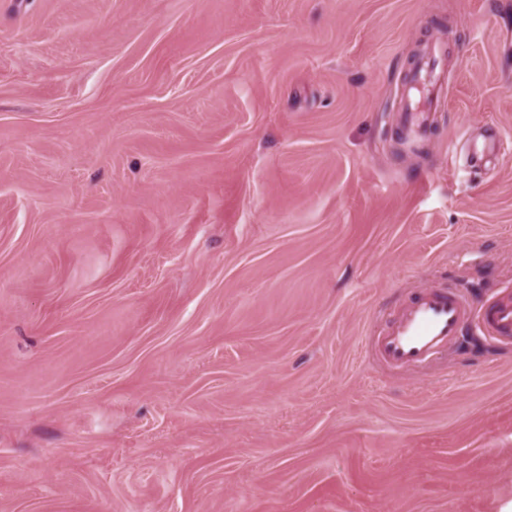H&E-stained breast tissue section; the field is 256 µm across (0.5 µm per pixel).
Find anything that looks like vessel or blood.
Here are the masks:
<instances>
[{
    "label": "vessel or blood",
    "mask_w": 512,
    "mask_h": 512,
    "mask_svg": "<svg viewBox=\"0 0 512 512\" xmlns=\"http://www.w3.org/2000/svg\"><path fill=\"white\" fill-rule=\"evenodd\" d=\"M444 57L440 44L428 47L403 88L400 110L412 137L423 135L429 112L443 87ZM470 321L491 335L512 339V291H501L484 312L476 314L455 294L432 286L424 288L392 316L375 347L392 365L415 366L447 347Z\"/></svg>",
    "instance_id": "obj_1"
}]
</instances>
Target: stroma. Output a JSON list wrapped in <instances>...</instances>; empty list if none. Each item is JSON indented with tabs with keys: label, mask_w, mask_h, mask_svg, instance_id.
<instances>
[{
	"label": "stroma",
	"mask_w": 512,
	"mask_h": 512,
	"mask_svg": "<svg viewBox=\"0 0 512 512\" xmlns=\"http://www.w3.org/2000/svg\"><path fill=\"white\" fill-rule=\"evenodd\" d=\"M510 282L512 0H0V512H512V343L369 346ZM444 48L434 43L427 48L416 64L410 82L405 83L400 100V112L404 113L405 127L413 138H419L426 129L429 112L443 87L442 61Z\"/></svg>",
	"instance_id": "stroma-1"
}]
</instances>
